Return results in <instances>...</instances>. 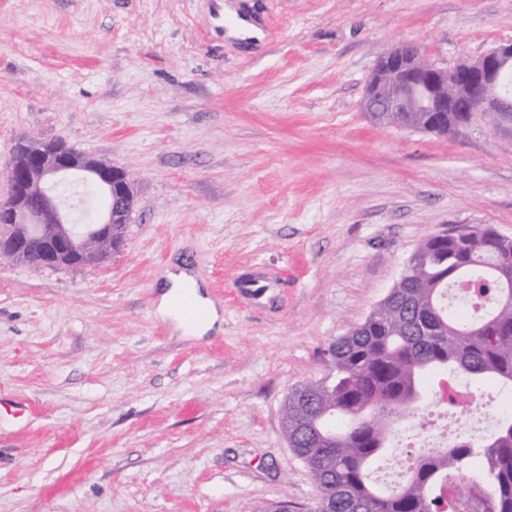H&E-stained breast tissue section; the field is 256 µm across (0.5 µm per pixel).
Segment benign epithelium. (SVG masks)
<instances>
[{
  "label": "benign epithelium",
  "instance_id": "benign-epithelium-1",
  "mask_svg": "<svg viewBox=\"0 0 512 512\" xmlns=\"http://www.w3.org/2000/svg\"><path fill=\"white\" fill-rule=\"evenodd\" d=\"M512 40L476 60L442 68L403 43L376 62L366 85L364 111L376 123L406 126L405 112L423 115L426 132L467 126L477 115L495 114L496 124L512 126ZM458 119L448 124V113ZM94 186L106 207L89 224L74 223L59 189L71 178ZM7 194L0 199V255L27 263L31 253L46 268L94 267L120 248L114 228L128 223L133 209V180L111 162L91 157L67 143L22 139L6 171Z\"/></svg>",
  "mask_w": 512,
  "mask_h": 512
}]
</instances>
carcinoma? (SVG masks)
<instances>
[{
	"instance_id": "1",
	"label": "carcinoma",
	"mask_w": 512,
	"mask_h": 512,
	"mask_svg": "<svg viewBox=\"0 0 512 512\" xmlns=\"http://www.w3.org/2000/svg\"><path fill=\"white\" fill-rule=\"evenodd\" d=\"M512 239L488 226L465 227L448 240H423L408 279L396 283L363 323L329 345L336 375L288 393L282 420L292 451L308 469L320 512H460L465 499L444 480L469 473L470 490L495 499V512H512V415L475 442L479 421L462 410L466 430L448 448L407 452L411 461L391 489L371 478L398 424L420 413L423 381L437 371L472 384L492 379L512 386ZM457 283L473 286L465 307L448 302Z\"/></svg>"
}]
</instances>
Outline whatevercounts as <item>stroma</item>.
<instances>
[{
    "mask_svg": "<svg viewBox=\"0 0 512 512\" xmlns=\"http://www.w3.org/2000/svg\"><path fill=\"white\" fill-rule=\"evenodd\" d=\"M508 40L512 0H0V195L22 137L135 194L98 267L0 262V512H313L288 392L425 238H512V127L380 125L366 83L405 42L451 68ZM182 265L222 317L192 339L157 314Z\"/></svg>",
    "mask_w": 512,
    "mask_h": 512,
    "instance_id": "35a3bbf8",
    "label": "stroma"
}]
</instances>
